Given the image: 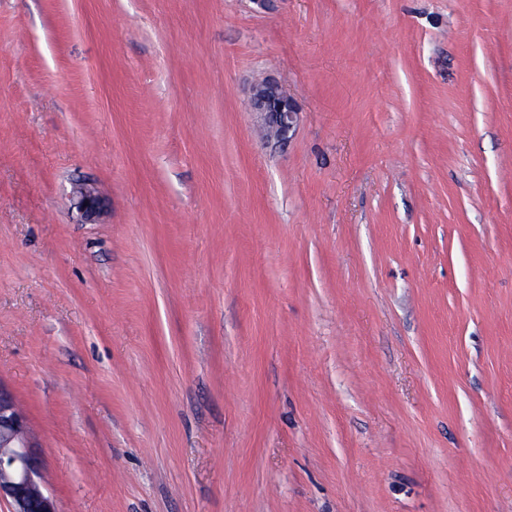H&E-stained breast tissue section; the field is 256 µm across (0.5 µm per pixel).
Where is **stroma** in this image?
Masks as SVG:
<instances>
[{"label":"stroma","mask_w":512,"mask_h":512,"mask_svg":"<svg viewBox=\"0 0 512 512\" xmlns=\"http://www.w3.org/2000/svg\"><path fill=\"white\" fill-rule=\"evenodd\" d=\"M0 384L59 512H512V0H0ZM252 91V112L263 121L266 138L286 141L297 115L293 99L273 81H265Z\"/></svg>","instance_id":"1"}]
</instances>
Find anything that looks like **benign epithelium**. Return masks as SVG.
I'll return each instance as SVG.
<instances>
[{
    "label": "benign epithelium",
    "instance_id": "7a95c632",
    "mask_svg": "<svg viewBox=\"0 0 512 512\" xmlns=\"http://www.w3.org/2000/svg\"><path fill=\"white\" fill-rule=\"evenodd\" d=\"M251 106L263 121L266 138L288 139L297 108L277 83L255 86ZM34 448L26 414L0 384V501H8L12 512H58L54 498L44 492L39 481L41 462Z\"/></svg>",
    "mask_w": 512,
    "mask_h": 512
}]
</instances>
